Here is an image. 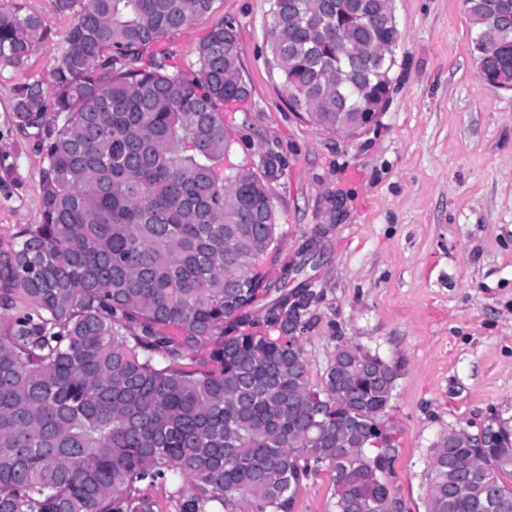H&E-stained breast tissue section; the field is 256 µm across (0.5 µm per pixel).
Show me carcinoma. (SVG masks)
<instances>
[{"mask_svg": "<svg viewBox=\"0 0 512 512\" xmlns=\"http://www.w3.org/2000/svg\"><path fill=\"white\" fill-rule=\"evenodd\" d=\"M269 63L294 109L345 133L389 94L402 40L393 0H269ZM214 0H55L74 12L49 80L22 86L13 120L44 154L42 210L0 257V512H291L306 481L334 472L335 512H388L396 447L372 444L399 366L353 341L311 383L301 335L316 297L286 288L253 318L258 266L277 240L274 181L225 161L221 106L249 97L233 22L195 66L154 47ZM477 73L512 89V0H464ZM49 32L0 11V71ZM295 336L288 337V332ZM441 438L427 512H512V428L476 448Z\"/></svg>", "mask_w": 512, "mask_h": 512, "instance_id": "cac0c4a2", "label": "carcinoma"}]
</instances>
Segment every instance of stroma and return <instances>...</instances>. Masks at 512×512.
<instances>
[{
    "instance_id": "1",
    "label": "stroma",
    "mask_w": 512,
    "mask_h": 512,
    "mask_svg": "<svg viewBox=\"0 0 512 512\" xmlns=\"http://www.w3.org/2000/svg\"><path fill=\"white\" fill-rule=\"evenodd\" d=\"M45 17L47 39L27 64L0 71V252L40 220L44 157L11 119L19 86L47 79L72 17L55 0H0ZM269 0H215L212 15L170 37L180 69L216 20L239 23L250 97L224 108L240 137L235 165L274 149L285 167L274 183L276 248L261 266L278 286L310 240L324 253L318 295L302 338L312 383L338 339L398 365L384 416L396 437L390 482L403 512H426L428 460L449 430L477 434L512 424V90L476 72L463 0H394L403 39L388 105L375 125L326 132L296 114L267 62ZM333 474L301 489L291 512H334Z\"/></svg>"
}]
</instances>
